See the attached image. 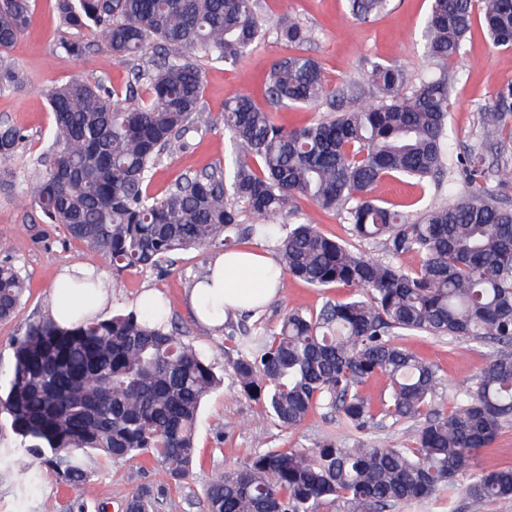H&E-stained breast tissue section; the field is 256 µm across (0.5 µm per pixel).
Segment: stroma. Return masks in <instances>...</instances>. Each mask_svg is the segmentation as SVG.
Returning a JSON list of instances; mask_svg holds the SVG:
<instances>
[{"mask_svg":"<svg viewBox=\"0 0 512 512\" xmlns=\"http://www.w3.org/2000/svg\"><path fill=\"white\" fill-rule=\"evenodd\" d=\"M54 3L35 0L27 33L6 54L7 61L20 70L23 81L14 90L0 94V123L17 127L24 137L10 164L11 175L0 178V260L12 261L28 281V291L15 317L0 322V386L8 384L15 338L29 320L47 311L53 279L74 263L95 267L105 281H119L103 317L136 310L142 292L156 291L165 304L168 322L178 327L186 342L214 362L223 382L201 407L193 470L177 483L160 477L153 461L144 456L95 459L81 486L66 484L44 467L32 481L6 478L20 446L8 415L0 413V512H69L73 503L84 504L86 512H97L101 507L107 512H121V502L141 487L151 492L150 512H204L201 500L206 485L216 475L241 467L256 452L311 448L324 440L340 445L364 440L390 448L401 446L409 431L404 422L387 421L382 427L360 433L326 409L314 411L293 430L273 419L259 418L257 402L240 394L237 380L225 364L229 334L250 331L258 325L275 329L285 309L312 314L319 311L325 298L347 297L349 289L323 291L286 275L280 281L278 296L263 310L228 318L223 330L211 331L197 321L185 303V291L203 272L210 250L176 254L172 263L161 269L132 267L118 272L101 254L70 238L62 226L43 222L26 191L25 175L52 144L54 118L48 91L70 79L82 78L121 92L131 77L127 65L104 64V44H97L83 56L65 54L59 46L65 30ZM288 10L299 14L311 27L314 40L307 52L319 61L331 86L361 80L370 58L401 65L413 84L426 71L422 32L430 0H391L389 12L369 25L348 22L347 0H267L268 25H275L280 14ZM283 53L275 37L270 36L235 66L197 55L196 62L205 76L201 100L204 118L209 122L219 117L225 101L241 93L266 106L268 71ZM449 76L454 106L448 114V142L457 153L474 141L480 114L491 104L497 89L512 80V48L493 46L481 22H474L460 58L449 67ZM187 139L185 151L164 159L153 170L149 194H163L182 175L222 164L229 153L227 135L208 123L191 131ZM399 342L434 365L439 381L434 406L441 410L448 408L461 388L474 381L489 354L487 345L475 341L451 344L428 336H403ZM397 512H512V499L475 501L461 493L451 508L443 501L427 500L405 505Z\"/></svg>","mask_w":512,"mask_h":512,"instance_id":"35a3bbf8","label":"stroma"}]
</instances>
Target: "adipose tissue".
<instances>
[{
    "label": "adipose tissue",
    "instance_id": "1",
    "mask_svg": "<svg viewBox=\"0 0 512 512\" xmlns=\"http://www.w3.org/2000/svg\"><path fill=\"white\" fill-rule=\"evenodd\" d=\"M93 267L75 263L56 277L51 288L54 319L68 326L82 318H94L109 302L106 289L89 293L80 289V281L96 276ZM281 271L262 251L239 250L212 256L207 269L187 293V301L202 323L223 327L229 314L257 311L278 293Z\"/></svg>",
    "mask_w": 512,
    "mask_h": 512
}]
</instances>
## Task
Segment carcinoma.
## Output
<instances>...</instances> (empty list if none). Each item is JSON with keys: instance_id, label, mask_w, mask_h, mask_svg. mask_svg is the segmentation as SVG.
<instances>
[{"instance_id": "carcinoma-1", "label": "carcinoma", "mask_w": 512, "mask_h": 512, "mask_svg": "<svg viewBox=\"0 0 512 512\" xmlns=\"http://www.w3.org/2000/svg\"><path fill=\"white\" fill-rule=\"evenodd\" d=\"M33 0H0V54L27 30ZM352 20L371 23L390 0H348ZM263 0H56L67 36L60 48L81 55L105 42L114 64H132L125 97L80 78L55 86L49 105L54 147L36 159L27 182L44 216L121 270L162 268L192 248L234 249L243 236L276 239L282 273L314 288L354 289L325 300L316 314L286 311L277 328L229 336L224 347L240 392L258 415L298 427L315 409L338 413L358 432L387 420L412 424L400 448L322 441L308 450L268 448L204 489L205 512H389L429 499L455 512L458 480L475 500L512 498V466L474 465L512 424V208L508 160L486 153L512 145V81L481 115L483 136L455 155L448 147L453 106L448 66L460 56L474 14L497 47L512 48V0H431L425 25L429 69L408 85L404 69L366 63L363 89H332L303 53L310 28L282 14L276 40L288 55L273 61L268 103L326 105L334 111L301 129L239 94L221 118L231 154L224 165L185 175L160 196L147 192L152 169L187 148L205 122L200 108L201 51L234 65L267 33ZM21 75L0 59V92ZM23 136L0 125V173ZM391 176L448 190L410 215L377 196ZM306 199L348 224L351 237L379 244L374 259L324 235L296 202ZM254 223H249V220ZM418 256L406 268L398 259ZM26 282L0 261V320L16 312ZM400 333L487 342L492 351L474 385L446 412L434 408L433 365L394 341ZM386 380L376 404L363 392ZM221 379L214 363L167 327L147 305L69 327L46 313L13 344V371L0 408L24 452L69 484L87 480V457L147 456L170 480L190 476L194 428L203 399ZM125 512H149L146 492L129 494Z\"/></svg>"}]
</instances>
